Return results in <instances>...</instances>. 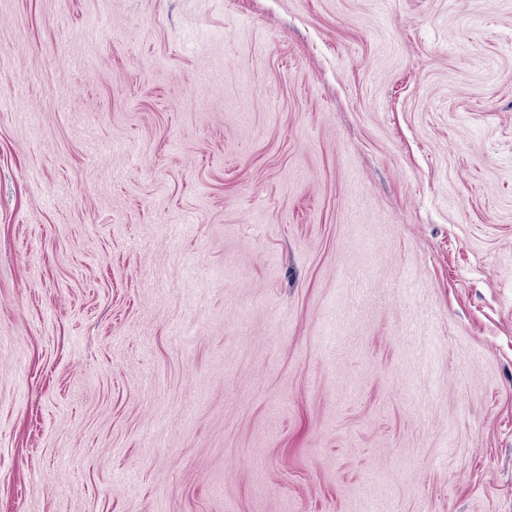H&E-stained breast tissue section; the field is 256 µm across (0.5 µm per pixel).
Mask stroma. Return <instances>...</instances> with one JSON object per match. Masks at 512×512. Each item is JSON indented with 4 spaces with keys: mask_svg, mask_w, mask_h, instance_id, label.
I'll list each match as a JSON object with an SVG mask.
<instances>
[{
    "mask_svg": "<svg viewBox=\"0 0 512 512\" xmlns=\"http://www.w3.org/2000/svg\"><path fill=\"white\" fill-rule=\"evenodd\" d=\"M0 512H512V0H0Z\"/></svg>",
    "mask_w": 512,
    "mask_h": 512,
    "instance_id": "1",
    "label": "stroma"
}]
</instances>
